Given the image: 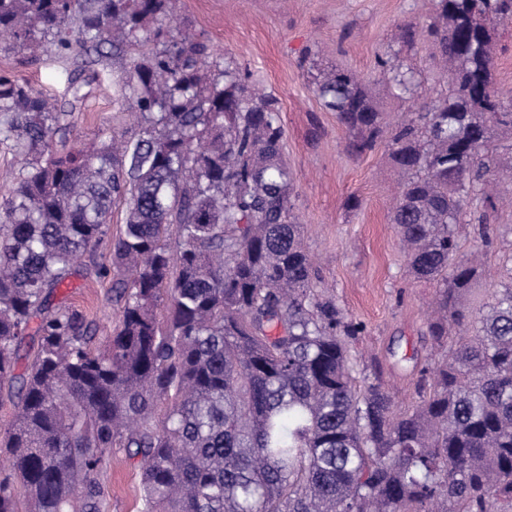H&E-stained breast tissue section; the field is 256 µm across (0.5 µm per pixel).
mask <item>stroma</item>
I'll return each mask as SVG.
<instances>
[{
	"mask_svg": "<svg viewBox=\"0 0 512 512\" xmlns=\"http://www.w3.org/2000/svg\"><path fill=\"white\" fill-rule=\"evenodd\" d=\"M177 7L187 32L278 98L283 152L295 179L294 212L318 265L319 287L364 324L355 346L361 365L380 370L400 404H408L431 351L423 331L435 288L408 273L390 221L398 176L385 146L350 156L345 128L315 95L312 81L336 67L372 78L378 56L389 53L418 73L421 95L440 93L444 84L431 42L421 37L404 48L399 39L401 28L426 27L433 0H179ZM130 62L108 46L64 61L0 48V73L29 83L64 113L68 128L54 134L57 148L97 141L106 128L134 132L118 99ZM498 191L496 238L481 257L490 272L481 284L487 293L512 278V190L502 185ZM112 283L75 274L57 297L107 336L120 317ZM101 483L108 512H141L140 467L125 452L113 453Z\"/></svg>",
	"mask_w": 512,
	"mask_h": 512,
	"instance_id": "obj_1",
	"label": "stroma"
}]
</instances>
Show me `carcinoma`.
<instances>
[{
	"instance_id": "obj_1",
	"label": "carcinoma",
	"mask_w": 512,
	"mask_h": 512,
	"mask_svg": "<svg viewBox=\"0 0 512 512\" xmlns=\"http://www.w3.org/2000/svg\"><path fill=\"white\" fill-rule=\"evenodd\" d=\"M177 3L0 0L14 49L144 47L121 89L136 135L89 148L54 150L62 113L0 74V143L19 161L0 196V388L16 389L0 512H106L99 475L115 449L140 465L143 512L512 508V282L466 301L485 270L455 232L476 213L475 250L491 248L490 188L512 183V102L492 57L512 0H436L425 33L448 89L390 129L354 73L313 82L351 154L386 142L391 221L411 274L436 288L427 336L443 357L404 409L351 352L363 324L316 288L278 100L173 35ZM378 81L405 99L420 87L382 56ZM104 242L98 274L113 273L121 319L99 342L54 296Z\"/></svg>"
}]
</instances>
